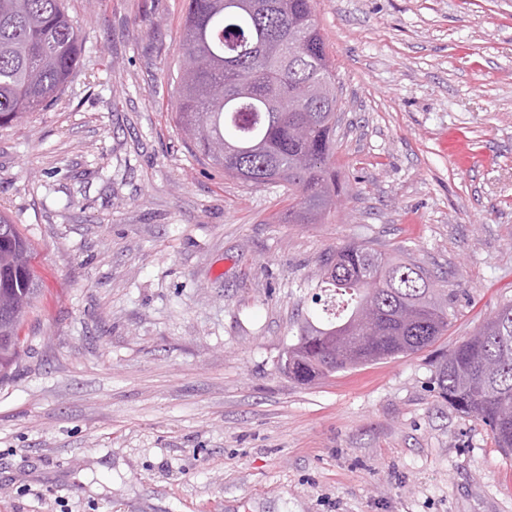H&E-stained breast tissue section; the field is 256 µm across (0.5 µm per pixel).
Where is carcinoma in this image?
I'll use <instances>...</instances> for the list:
<instances>
[{"instance_id":"1","label":"carcinoma","mask_w":512,"mask_h":512,"mask_svg":"<svg viewBox=\"0 0 512 512\" xmlns=\"http://www.w3.org/2000/svg\"><path fill=\"white\" fill-rule=\"evenodd\" d=\"M83 42L64 0H0V127L57 100ZM175 118L213 168L295 195L288 222L312 224L340 194L334 162L338 99L313 0H188ZM34 248L0 211V378L18 356L40 285ZM344 301L305 322L279 369L299 383L421 350L447 330L453 290L421 266L364 245L336 249L317 284ZM441 397L487 426L512 455V302L448 349Z\"/></svg>"}]
</instances>
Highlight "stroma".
<instances>
[{
    "label": "stroma",
    "instance_id": "obj_1",
    "mask_svg": "<svg viewBox=\"0 0 512 512\" xmlns=\"http://www.w3.org/2000/svg\"><path fill=\"white\" fill-rule=\"evenodd\" d=\"M85 41L0 128L41 295L0 379V512H512V458L436 361L512 301V0H315L338 202L289 223L174 122L186 0H65ZM455 291L434 343L301 384L278 360L350 244Z\"/></svg>",
    "mask_w": 512,
    "mask_h": 512
}]
</instances>
